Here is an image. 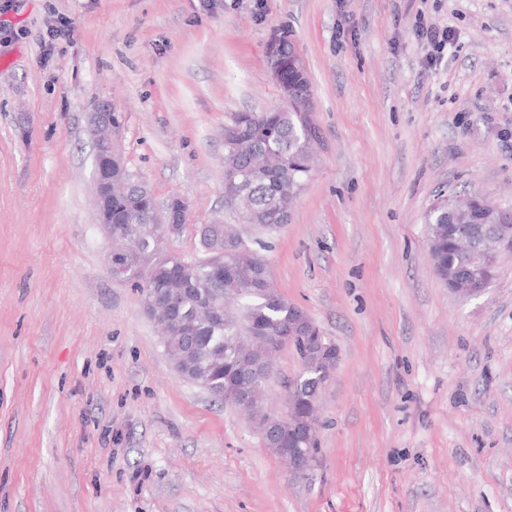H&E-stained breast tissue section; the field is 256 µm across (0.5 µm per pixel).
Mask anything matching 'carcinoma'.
I'll return each instance as SVG.
<instances>
[{"label": "carcinoma", "mask_w": 512, "mask_h": 512, "mask_svg": "<svg viewBox=\"0 0 512 512\" xmlns=\"http://www.w3.org/2000/svg\"><path fill=\"white\" fill-rule=\"evenodd\" d=\"M278 45V50L268 51L272 72L291 61L295 52L285 36L278 39ZM310 102V80L302 71L292 79L286 104L262 112H238L224 125V178L233 180L241 196L237 211L245 223L266 232L280 227L277 205L290 204L309 179L313 139L320 138V129L309 112ZM271 151L282 156L277 168L259 163ZM446 207L448 200L443 199L426 215L430 257L445 283L466 274L472 266L467 242L457 243L448 237ZM153 208L152 196L140 195L135 188L127 197L112 199V240L124 246L130 242L138 245L112 264V276L157 293L169 288L172 277L184 276L176 298L195 329L191 334L179 330L162 337L173 367L196 384L205 380L261 395L269 373L240 365L232 354L230 337L271 336L305 311L276 289L266 261L245 247L233 224L224 225L220 244L203 245L205 255L195 261L177 255L154 259L163 239V225L155 223ZM483 209V199L474 198L467 225L471 237L481 233ZM215 305L224 307L220 320L210 315ZM301 362L303 372L289 387L288 403L311 410L321 393V380L312 370L317 357H303ZM274 447L286 455L288 449L304 448L306 443L284 422L278 425Z\"/></svg>", "instance_id": "cac0c4a2"}]
</instances>
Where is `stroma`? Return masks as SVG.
Listing matches in <instances>:
<instances>
[{
    "mask_svg": "<svg viewBox=\"0 0 512 512\" xmlns=\"http://www.w3.org/2000/svg\"><path fill=\"white\" fill-rule=\"evenodd\" d=\"M448 28L439 60L419 22ZM60 29L50 37L51 29ZM295 44L322 141L286 224L240 226L336 345L306 475L173 369L97 224L88 113L187 222L224 206V125L281 104ZM512 208V0H0V512H512V250L462 298L425 218L444 196ZM283 347L263 394L287 410Z\"/></svg>",
    "mask_w": 512,
    "mask_h": 512,
    "instance_id": "obj_1",
    "label": "stroma"
}]
</instances>
